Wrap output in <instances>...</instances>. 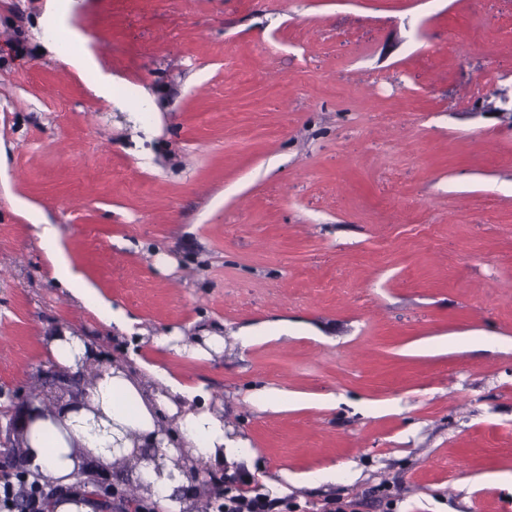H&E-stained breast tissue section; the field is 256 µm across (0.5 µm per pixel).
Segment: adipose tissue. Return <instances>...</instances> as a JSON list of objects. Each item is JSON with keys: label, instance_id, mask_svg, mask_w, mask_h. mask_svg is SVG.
<instances>
[{"label": "adipose tissue", "instance_id": "obj_1", "mask_svg": "<svg viewBox=\"0 0 512 512\" xmlns=\"http://www.w3.org/2000/svg\"><path fill=\"white\" fill-rule=\"evenodd\" d=\"M39 238L42 249L53 258L59 285L79 297H88L87 287L58 251L53 226L43 225ZM47 344L59 368L87 381L78 404L54 408L46 418L31 424L30 448L23 460L29 478L67 490L66 496L53 502V512H96V498L69 491L82 480L70 456L75 448L96 464L109 466L116 460L111 451L114 444H121L128 453L161 444L168 454L163 471L143 462L134 474L152 485L155 497L162 499L169 512L181 508L171 494L188 483L182 466L209 463L217 469L247 457L245 441L227 436L224 417L211 409L210 393L204 386L181 384L158 367L150 368L148 377L143 378L123 362L99 361L90 341L67 328L49 336ZM166 422L175 433L170 442L161 432ZM48 433L55 441L47 446L43 438Z\"/></svg>", "mask_w": 512, "mask_h": 512}]
</instances>
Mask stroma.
<instances>
[{
    "instance_id": "1",
    "label": "stroma",
    "mask_w": 512,
    "mask_h": 512,
    "mask_svg": "<svg viewBox=\"0 0 512 512\" xmlns=\"http://www.w3.org/2000/svg\"><path fill=\"white\" fill-rule=\"evenodd\" d=\"M0 147V389L67 327L204 385L305 512H512V0H0ZM40 225H42L39 233L40 245L53 258L55 280L61 287L86 299L89 295V288L72 272L65 258L59 253L54 227L51 224ZM156 345L168 347L191 357H205L213 353L224 351V336L204 332L201 336H195L188 340L185 336L171 334L158 336L154 339Z\"/></svg>"
}]
</instances>
